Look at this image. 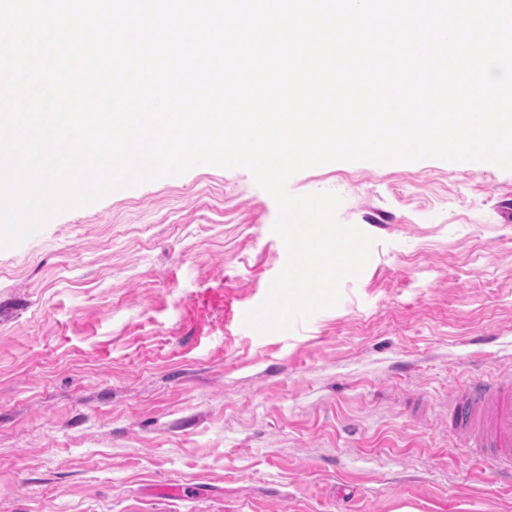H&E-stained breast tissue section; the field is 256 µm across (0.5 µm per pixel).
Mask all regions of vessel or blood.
<instances>
[{"mask_svg": "<svg viewBox=\"0 0 512 512\" xmlns=\"http://www.w3.org/2000/svg\"><path fill=\"white\" fill-rule=\"evenodd\" d=\"M448 430L461 447L492 461L493 477H512V373L459 386L448 405Z\"/></svg>", "mask_w": 512, "mask_h": 512, "instance_id": "b4317fda", "label": "vessel or blood"}]
</instances>
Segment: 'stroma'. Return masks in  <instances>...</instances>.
Listing matches in <instances>:
<instances>
[{
  "mask_svg": "<svg viewBox=\"0 0 512 512\" xmlns=\"http://www.w3.org/2000/svg\"><path fill=\"white\" fill-rule=\"evenodd\" d=\"M287 190L339 194L374 244L285 331L244 323L287 251L243 168L0 250V512H512L448 433L452 390L512 369V171L339 161Z\"/></svg>",
  "mask_w": 512,
  "mask_h": 512,
  "instance_id": "35a3bbf8",
  "label": "stroma"
}]
</instances>
